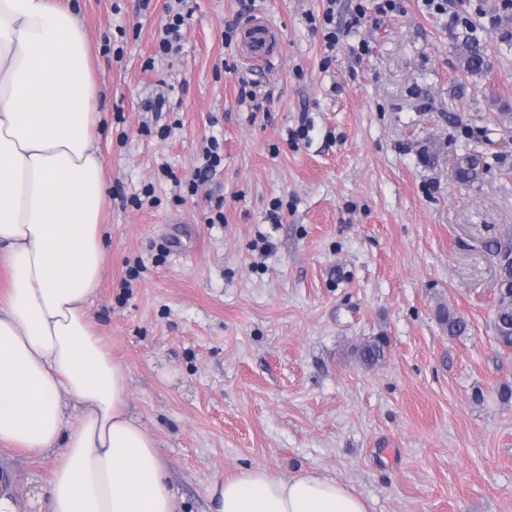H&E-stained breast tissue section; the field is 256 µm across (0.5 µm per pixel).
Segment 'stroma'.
I'll list each match as a JSON object with an SVG mask.
<instances>
[{
    "label": "stroma",
    "mask_w": 512,
    "mask_h": 512,
    "mask_svg": "<svg viewBox=\"0 0 512 512\" xmlns=\"http://www.w3.org/2000/svg\"><path fill=\"white\" fill-rule=\"evenodd\" d=\"M172 2L76 5L112 236L88 313L179 512H208L210 484L251 467L336 478L369 512H512V350L494 338L488 249L512 238V12L342 0L336 23L361 5L367 18L331 47L326 0H256L279 46L253 68L224 40L239 0H188L180 53L155 57ZM468 39L490 61L477 74ZM159 94L155 118L142 103ZM214 137L224 162L201 182ZM468 143L487 166L461 183ZM376 336L389 348L368 369L347 349ZM53 462L0 446L16 512H48Z\"/></svg>",
    "instance_id": "35a3bbf8"
}]
</instances>
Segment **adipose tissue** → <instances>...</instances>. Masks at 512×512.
<instances>
[{
	"label": "adipose tissue",
	"instance_id": "obj_1",
	"mask_svg": "<svg viewBox=\"0 0 512 512\" xmlns=\"http://www.w3.org/2000/svg\"><path fill=\"white\" fill-rule=\"evenodd\" d=\"M99 95L72 0H0V445L54 453L50 512H177L88 315L107 253ZM69 396L85 406L74 423ZM208 498L210 512H368L313 472L249 468Z\"/></svg>",
	"mask_w": 512,
	"mask_h": 512
}]
</instances>
